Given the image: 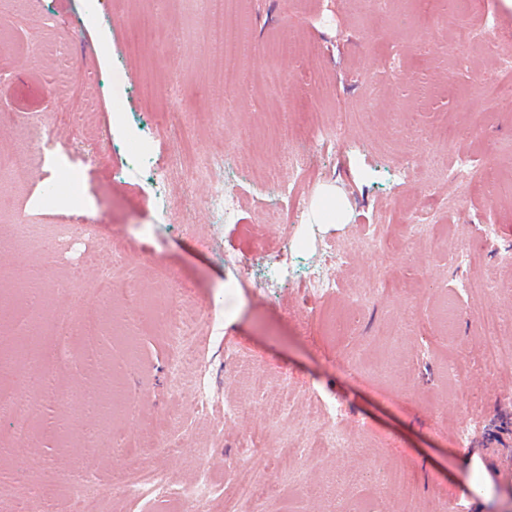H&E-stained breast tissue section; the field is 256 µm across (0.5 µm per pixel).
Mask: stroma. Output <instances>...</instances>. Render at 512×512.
I'll return each instance as SVG.
<instances>
[{"instance_id":"stroma-1","label":"stroma","mask_w":512,"mask_h":512,"mask_svg":"<svg viewBox=\"0 0 512 512\" xmlns=\"http://www.w3.org/2000/svg\"><path fill=\"white\" fill-rule=\"evenodd\" d=\"M207 0H0V153L23 177L0 176V202L35 224L44 241L72 210L106 222L97 237L59 243L47 313L100 311L95 347L79 336L60 346L56 392L36 398L31 439L0 444V507L14 512H512V477L489 496L462 488L483 461L512 459V353L484 361L479 318H512V187L488 192V175L512 176V7L461 0H388L349 10L345 0H235L233 68L224 36L205 20ZM471 32L458 50L459 27ZM171 32L172 45L140 48L134 28ZM295 39L312 60L284 57L281 95L258 75L271 49ZM95 121L74 136L68 117ZM312 112L339 129L313 144ZM51 137L87 157L85 173L42 179L15 127ZM144 140L146 168L127 145ZM299 155L303 166L289 162ZM228 157L232 222L172 201L203 197L199 158ZM278 182L293 186L278 198ZM69 195L42 203L50 182ZM288 222L275 226L278 211ZM495 241L466 250L483 225ZM381 229L389 246L365 240ZM41 242L25 250L0 222V293L14 294L45 262ZM349 254L334 293L305 288L331 252ZM97 266L81 268L85 251ZM288 274L274 289L246 288L269 263ZM117 281L108 305L91 286ZM181 291L195 323L178 342L161 323L162 289ZM142 312L127 316L124 291ZM353 298V328H345ZM276 409L237 416L254 389ZM345 446L289 457L295 439L329 430ZM207 470L212 492L174 505L172 495ZM280 481L277 498L236 500L240 482ZM123 474L163 478L170 495L144 486L116 491ZM93 485L74 497L77 479Z\"/></svg>"}]
</instances>
